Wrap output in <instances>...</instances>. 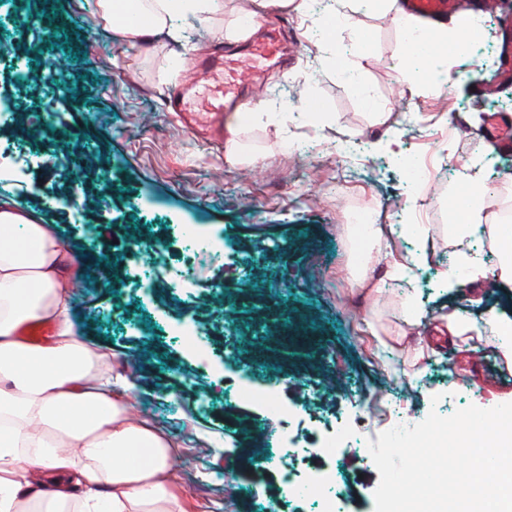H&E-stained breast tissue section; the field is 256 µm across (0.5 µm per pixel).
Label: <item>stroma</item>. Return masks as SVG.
I'll use <instances>...</instances> for the list:
<instances>
[{
  "label": "stroma",
  "instance_id": "stroma-1",
  "mask_svg": "<svg viewBox=\"0 0 512 512\" xmlns=\"http://www.w3.org/2000/svg\"><path fill=\"white\" fill-rule=\"evenodd\" d=\"M243 0H224L208 17L174 19L168 31L130 46L121 28L99 17L98 0H0V143L27 163L0 169V193L23 209L55 219L73 244L79 282L73 310L84 336L132 360L130 400L147 411L177 449L174 480L194 512H319L314 478H334V512H374L380 479L368 444L382 431L385 410L423 421L476 405L512 403V282L487 275L448 283L445 269L460 253L496 258L492 226L512 201V156L484 145L488 115L512 114V83L475 97L474 64L460 56L452 80L428 85L427 58L406 57L407 33L391 0H294L268 8L286 18L298 44L291 68L266 72L263 103L302 94L320 100L316 118L290 124L301 157L288 154L277 124H253L237 137L255 164H232L224 145L200 138L166 109L179 82L175 59L202 52L209 40L247 34ZM337 13L332 44L347 70L326 62L321 22ZM36 46L33 54L24 45ZM376 100L368 108L355 84ZM448 129L447 143L437 134ZM359 148L349 161L331 147ZM433 151L440 175L416 188L401 161L408 151ZM493 190L484 195V234L461 244L448 235L450 190L461 153ZM369 203L388 224H424L427 258L417 288L386 281L381 294L355 282L363 245L346 221ZM148 229L138 248L126 226ZM215 235L223 261L196 263L187 285L169 272L186 258L187 234ZM111 249L121 288L108 279L87 287V269ZM416 320L404 319L408 305ZM287 313L312 346L279 347L265 317ZM460 312L476 324L479 382L454 378L456 342L430 344L431 326L447 329ZM192 327L194 343L183 341ZM384 341L408 390L393 389L378 362ZM425 345L417 358V345ZM357 445L327 450L337 428ZM285 432L287 447L270 445Z\"/></svg>",
  "mask_w": 512,
  "mask_h": 512
}]
</instances>
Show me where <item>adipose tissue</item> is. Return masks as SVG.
I'll return each mask as SVG.
<instances>
[{
	"mask_svg": "<svg viewBox=\"0 0 512 512\" xmlns=\"http://www.w3.org/2000/svg\"><path fill=\"white\" fill-rule=\"evenodd\" d=\"M138 6L146 27L216 13L222 0H99L108 20ZM73 251L45 213L0 197V512H189L172 471L174 441L134 414V375L83 339L71 310ZM47 322L50 343L24 328Z\"/></svg>",
	"mask_w": 512,
	"mask_h": 512,
	"instance_id": "1",
	"label": "adipose tissue"
}]
</instances>
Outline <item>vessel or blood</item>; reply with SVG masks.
<instances>
[{
  "instance_id": "obj_1",
  "label": "vessel or blood",
  "mask_w": 512,
  "mask_h": 512,
  "mask_svg": "<svg viewBox=\"0 0 512 512\" xmlns=\"http://www.w3.org/2000/svg\"><path fill=\"white\" fill-rule=\"evenodd\" d=\"M461 0H399L402 13L429 24L447 22L449 16H461ZM500 54L497 84L512 81V12L498 9ZM246 54L239 59L224 56L221 43H213L210 52L189 60V77L174 88L166 101L167 111L177 113L188 128L205 137L222 142L230 131L224 123L228 112L246 114L255 103L260 85L261 67L278 58L280 40L275 30L265 29L251 34L245 45ZM485 141L500 152L512 154V118L492 114L482 130Z\"/></svg>"
}]
</instances>
